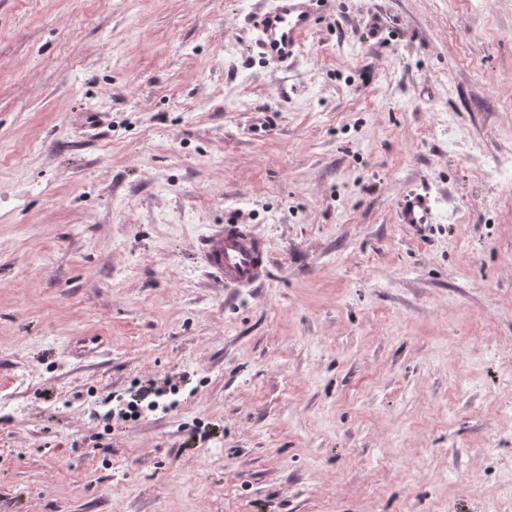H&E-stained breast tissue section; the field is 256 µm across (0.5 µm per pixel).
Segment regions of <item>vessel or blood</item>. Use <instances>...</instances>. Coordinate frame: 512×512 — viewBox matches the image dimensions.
I'll return each mask as SVG.
<instances>
[{"mask_svg":"<svg viewBox=\"0 0 512 512\" xmlns=\"http://www.w3.org/2000/svg\"><path fill=\"white\" fill-rule=\"evenodd\" d=\"M313 0H273L258 13L254 23L256 46L267 60L288 63L300 50L311 27ZM403 224L420 225L433 221L430 200L422 194L406 198L399 211ZM212 274L227 288L261 285L267 278L269 256L263 240L244 224H227L203 242Z\"/></svg>","mask_w":512,"mask_h":512,"instance_id":"obj_1","label":"vessel or blood"}]
</instances>
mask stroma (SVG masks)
Masks as SVG:
<instances>
[{"label":"stroma","mask_w":512,"mask_h":512,"mask_svg":"<svg viewBox=\"0 0 512 512\" xmlns=\"http://www.w3.org/2000/svg\"><path fill=\"white\" fill-rule=\"evenodd\" d=\"M267 5L0 0V512H512V0ZM328 0H274L255 16L256 46L267 60L287 64L300 50L313 20L312 3ZM433 209L429 197L413 194L406 198L399 211V221L403 224L418 226L433 223ZM208 266L226 288H249L267 278L269 256L264 241L245 224H227L203 242ZM168 394L165 389L155 387L154 385H141L139 386L134 394L131 395L130 399L119 404V409L112 408L108 410L102 416V419L106 421V428L109 426V422L112 420V416L117 410V417L122 420L136 421L142 414L143 411H156L161 409L165 412H170L176 408L175 400H168Z\"/></svg>","instance_id":"1"}]
</instances>
